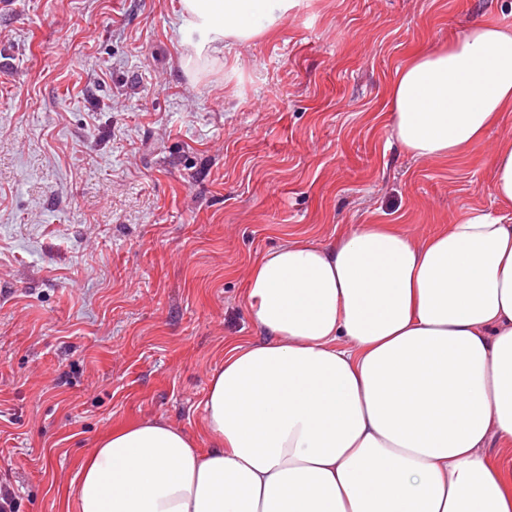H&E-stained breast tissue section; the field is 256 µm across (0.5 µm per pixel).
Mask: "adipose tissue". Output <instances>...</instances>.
<instances>
[{"label":"adipose tissue","mask_w":512,"mask_h":512,"mask_svg":"<svg viewBox=\"0 0 512 512\" xmlns=\"http://www.w3.org/2000/svg\"><path fill=\"white\" fill-rule=\"evenodd\" d=\"M299 0H180L184 64L222 58ZM390 131L414 157H462L512 109V29L474 23L414 55L390 87ZM499 215L421 242L363 224L296 239L252 265L263 338L229 348L201 435L115 426L82 457L77 512H512V480L479 455L512 442V140Z\"/></svg>","instance_id":"1"}]
</instances>
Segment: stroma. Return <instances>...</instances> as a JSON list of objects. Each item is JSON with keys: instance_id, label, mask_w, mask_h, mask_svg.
I'll list each match as a JSON object with an SVG mask.
<instances>
[{"instance_id": "35a3bbf8", "label": "stroma", "mask_w": 512, "mask_h": 512, "mask_svg": "<svg viewBox=\"0 0 512 512\" xmlns=\"http://www.w3.org/2000/svg\"><path fill=\"white\" fill-rule=\"evenodd\" d=\"M0 10V484L77 512L79 452L113 424L202 422L265 251L361 224L414 239L495 211L512 111L460 158L390 133L410 57L512 0H303L195 77L178 0Z\"/></svg>"}]
</instances>
